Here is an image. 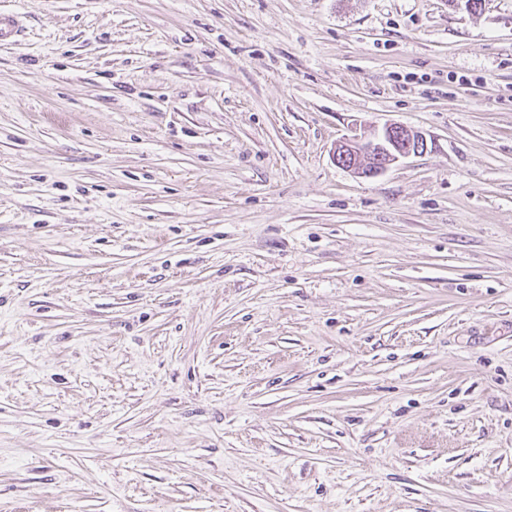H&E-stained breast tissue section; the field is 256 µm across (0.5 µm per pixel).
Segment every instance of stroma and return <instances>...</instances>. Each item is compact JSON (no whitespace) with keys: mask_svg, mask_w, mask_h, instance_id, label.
Wrapping results in <instances>:
<instances>
[{"mask_svg":"<svg viewBox=\"0 0 512 512\" xmlns=\"http://www.w3.org/2000/svg\"><path fill=\"white\" fill-rule=\"evenodd\" d=\"M1 10L0 512H512V0ZM23 14H3L0 12V46H9L16 42L24 27ZM424 139L401 125H387L372 139L345 138L336 144V164L362 177H375L401 158L424 151Z\"/></svg>","mask_w":512,"mask_h":512,"instance_id":"1","label":"stroma"}]
</instances>
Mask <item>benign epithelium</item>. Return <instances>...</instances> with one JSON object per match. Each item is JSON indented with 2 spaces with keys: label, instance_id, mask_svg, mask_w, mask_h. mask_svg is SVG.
Segmentation results:
<instances>
[{
  "label": "benign epithelium",
  "instance_id": "1",
  "mask_svg": "<svg viewBox=\"0 0 512 512\" xmlns=\"http://www.w3.org/2000/svg\"><path fill=\"white\" fill-rule=\"evenodd\" d=\"M424 139L401 126L387 125L369 140L345 138L336 144V164L362 177H375L402 158L424 151Z\"/></svg>",
  "mask_w": 512,
  "mask_h": 512
}]
</instances>
